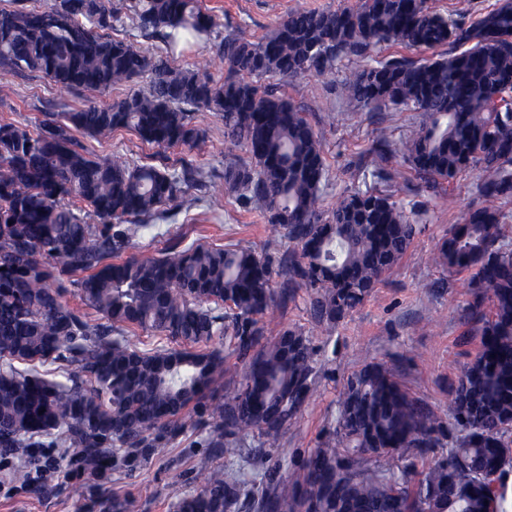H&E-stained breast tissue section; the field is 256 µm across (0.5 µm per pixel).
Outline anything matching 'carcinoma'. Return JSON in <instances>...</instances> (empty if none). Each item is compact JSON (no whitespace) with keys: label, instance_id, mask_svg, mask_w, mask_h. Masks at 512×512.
Segmentation results:
<instances>
[{"label":"carcinoma","instance_id":"cac0c4a2","mask_svg":"<svg viewBox=\"0 0 512 512\" xmlns=\"http://www.w3.org/2000/svg\"><path fill=\"white\" fill-rule=\"evenodd\" d=\"M5 0L0 71L30 72L72 92L122 90L107 106L43 113L34 130L0 119V471L34 497L51 490L38 463L63 466L66 486L101 512H135L98 484L166 454L188 428L215 457L248 455L243 437L274 441L308 401L317 351L299 329L264 336L269 310L305 289L311 318L330 326L370 296L419 232L416 205L395 199L415 177L434 189L478 171L473 204L448 227L436 263L472 268L468 309L479 345L448 418L401 389L387 364L367 363L339 394L334 426L290 476L280 465L248 481L200 466L176 512H507L512 464V0L468 21L435 0H361L356 8L298 6L257 42L221 39L201 66L172 64L178 43L217 32L200 0ZM156 39L153 55L112 32ZM400 51L379 56L383 48ZM441 50L414 59L401 51ZM351 56L371 64L340 97L369 112L406 108L420 128L393 145L376 131L364 154L372 183L325 207L330 176L307 113L262 83L323 77ZM221 75H215V72ZM147 76L148 87L135 82ZM201 112L250 162L224 167V189L260 211L289 247L183 244L128 254L159 221L201 202L196 163L208 140ZM133 132L158 149L135 160L98 155L76 134ZM186 149L176 159L163 155ZM398 156L408 170L386 168ZM95 222H89V218ZM282 278L279 289L274 277ZM77 289L83 307L65 300ZM490 313H484V306ZM148 344L132 340L136 331ZM241 363L224 376V350ZM44 413H39V410ZM421 471L404 463L434 449Z\"/></svg>","mask_w":512,"mask_h":512}]
</instances>
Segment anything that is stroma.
Listing matches in <instances>:
<instances>
[{
  "instance_id": "1",
  "label": "stroma",
  "mask_w": 512,
  "mask_h": 512,
  "mask_svg": "<svg viewBox=\"0 0 512 512\" xmlns=\"http://www.w3.org/2000/svg\"><path fill=\"white\" fill-rule=\"evenodd\" d=\"M300 0H202L221 23V36H243L259 41ZM364 60H344L333 79L274 80L277 91L286 93L297 106L310 100L321 103L310 120L323 139L330 164V181L324 189L326 203H334L346 188L364 183L359 156L373 137L376 125L387 126L392 140L417 130L421 116L414 111L375 114L339 97L334 84L363 68ZM0 81L12 86L11 96L0 101V118L35 128L44 112H64L81 107L88 99L108 104L117 91L103 94L59 93L56 87L34 74H4ZM197 124L211 148L197 162L210 171L202 190L200 207L179 213L174 221L159 223L139 242V253L151 255L170 239L241 244L272 255L281 253L284 241L273 232L258 211L245 212L231 205L224 194V166L246 161L244 150L224 141V124L211 113L199 115ZM475 173L450 180L431 190L408 184L400 193L404 201L421 211V231L403 259L374 288L364 303L332 326H316L307 309L305 291H297L286 304L270 313L268 336L285 327H296L310 337L317 349L314 389L293 425L275 443L260 445L246 438L249 448L263 447L268 463L288 468L316 448L336 415L339 391L347 378L363 364L388 363L395 379L413 398L433 409L447 410L452 389L467 363L475 356L477 339L465 313L469 299L466 275H451L435 262L436 248L451 224L459 222L477 199ZM196 431H188L169 448L167 456L139 466L132 475H113L107 490L135 498V512H176L181 492L189 489L192 471L201 464L221 467L255 479L251 462L208 455L196 444ZM0 512H92L81 496L63 490L42 498L12 488L0 475Z\"/></svg>"
}]
</instances>
